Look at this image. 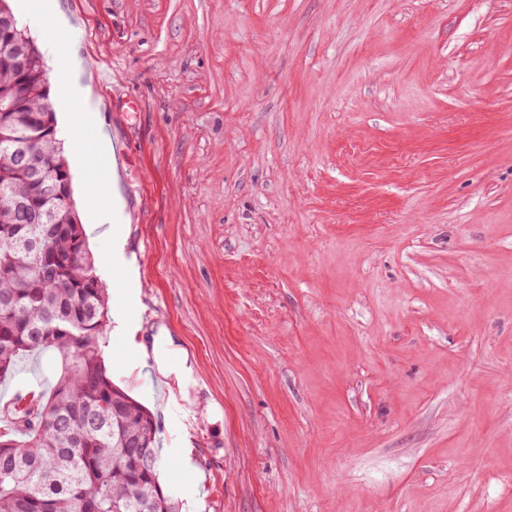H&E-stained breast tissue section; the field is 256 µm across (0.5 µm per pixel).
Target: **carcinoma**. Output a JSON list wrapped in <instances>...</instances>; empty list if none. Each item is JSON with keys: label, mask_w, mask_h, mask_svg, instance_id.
Segmentation results:
<instances>
[{"label": "carcinoma", "mask_w": 512, "mask_h": 512, "mask_svg": "<svg viewBox=\"0 0 512 512\" xmlns=\"http://www.w3.org/2000/svg\"><path fill=\"white\" fill-rule=\"evenodd\" d=\"M11 19L26 50V74L0 66V215L14 201L52 212L50 224L0 220V376L26 353L50 352L49 392H28L4 409L0 427V512H180L160 481L161 457L153 415L116 386L101 353L109 293L98 277L72 188L62 195L58 175L70 170L58 134L34 128V114L57 123L49 106L43 56ZM27 144L42 179L10 157Z\"/></svg>", "instance_id": "cac0c4a2"}]
</instances>
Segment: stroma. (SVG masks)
Returning <instances> with one entry per match:
<instances>
[{
	"mask_svg": "<svg viewBox=\"0 0 512 512\" xmlns=\"http://www.w3.org/2000/svg\"><path fill=\"white\" fill-rule=\"evenodd\" d=\"M59 6L137 327L103 357L182 512H512V0ZM160 335L188 384L139 361Z\"/></svg>",
	"mask_w": 512,
	"mask_h": 512,
	"instance_id": "1",
	"label": "stroma"
}]
</instances>
